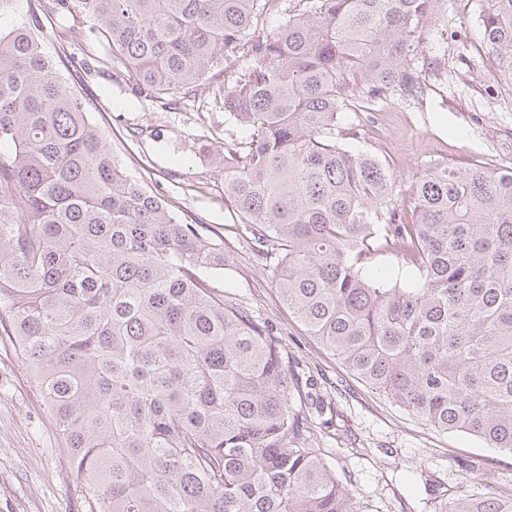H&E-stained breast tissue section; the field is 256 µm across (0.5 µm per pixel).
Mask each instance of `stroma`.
Returning <instances> with one entry per match:
<instances>
[{
    "label": "stroma",
    "mask_w": 512,
    "mask_h": 512,
    "mask_svg": "<svg viewBox=\"0 0 512 512\" xmlns=\"http://www.w3.org/2000/svg\"><path fill=\"white\" fill-rule=\"evenodd\" d=\"M51 0H11L0 29L37 19L45 50L70 60L63 79L99 123L112 153L146 191L223 239L232 264L214 277L226 299L273 325L291 369L329 403L330 425L314 417L317 446L366 512H441L462 495L512 493V453L474 437L438 431L353 377L338 357L307 336L277 298L271 267L224 198L220 159L230 137L207 95L170 106L137 90L95 36L70 41L85 27L78 4L50 12ZM487 0H445L415 58L428 73L426 103L397 101L358 113L359 147L385 159L403 183L431 163L463 169L476 160L512 165V81L500 78L479 30ZM417 482L408 486L406 472ZM79 485L60 450L30 366L0 335V512H81Z\"/></svg>",
    "instance_id": "35a3bbf8"
}]
</instances>
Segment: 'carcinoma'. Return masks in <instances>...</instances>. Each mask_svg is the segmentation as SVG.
I'll use <instances>...</instances> for the list:
<instances>
[{
	"instance_id": "1",
	"label": "carcinoma",
	"mask_w": 512,
	"mask_h": 512,
	"mask_svg": "<svg viewBox=\"0 0 512 512\" xmlns=\"http://www.w3.org/2000/svg\"><path fill=\"white\" fill-rule=\"evenodd\" d=\"M77 2L92 25L70 40L98 33L159 102L202 89L224 112V197L306 335L435 429L512 453V167L436 163L407 201L345 145L347 110L427 97L414 50L445 0ZM479 26L512 80V0ZM63 65L25 22L0 35V331L84 512H364L295 409L273 328L211 286L224 241L119 164ZM379 256L403 275H370Z\"/></svg>"
}]
</instances>
